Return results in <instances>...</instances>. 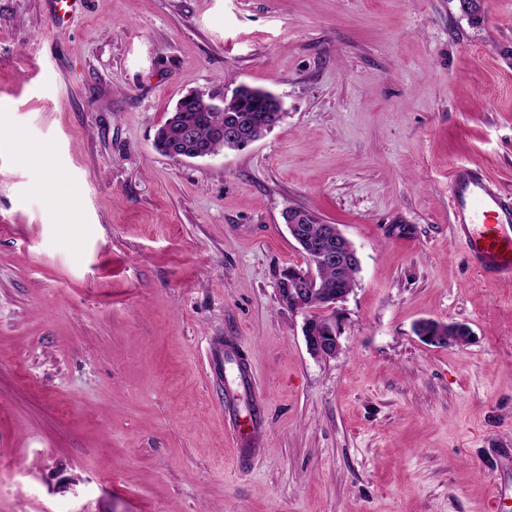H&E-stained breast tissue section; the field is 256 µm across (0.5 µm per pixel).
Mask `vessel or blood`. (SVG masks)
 Masks as SVG:
<instances>
[{
	"label": "vessel or blood",
	"instance_id": "1",
	"mask_svg": "<svg viewBox=\"0 0 512 512\" xmlns=\"http://www.w3.org/2000/svg\"><path fill=\"white\" fill-rule=\"evenodd\" d=\"M451 213L470 263L483 277L512 281V202L493 188L482 171L465 164L454 166L449 178ZM251 374L248 367L236 368L225 389L226 405L236 409L248 397ZM260 412H253L248 430L235 440L240 461L260 455L256 433Z\"/></svg>",
	"mask_w": 512,
	"mask_h": 512
}]
</instances>
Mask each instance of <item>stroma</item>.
Wrapping results in <instances>:
<instances>
[{
    "label": "stroma",
    "mask_w": 512,
    "mask_h": 512,
    "mask_svg": "<svg viewBox=\"0 0 512 512\" xmlns=\"http://www.w3.org/2000/svg\"><path fill=\"white\" fill-rule=\"evenodd\" d=\"M232 80L281 123L155 150ZM458 164L512 197V0H0V512H512V284L467 260ZM290 206L360 261L331 359L279 299ZM217 339L264 403L247 466ZM434 323L438 324V327L435 329L434 332L421 333V335L419 336L424 342H426L429 345L435 347H442V345H444L446 342H448V345H454L455 339L457 344L463 345L468 341L469 337L471 336V331L469 327L463 323H447L444 321L426 319L423 321L422 325L431 324L432 326H434ZM451 333L453 334V336L449 335Z\"/></svg>",
    "instance_id": "obj_1"
}]
</instances>
